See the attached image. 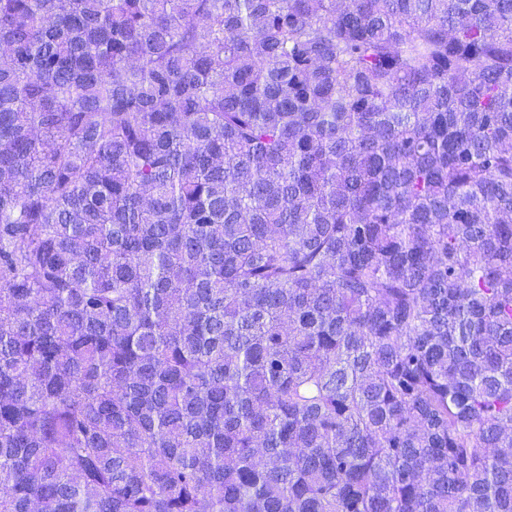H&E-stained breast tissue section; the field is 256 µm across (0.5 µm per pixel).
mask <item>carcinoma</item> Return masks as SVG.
Listing matches in <instances>:
<instances>
[{"label":"carcinoma","instance_id":"cac0c4a2","mask_svg":"<svg viewBox=\"0 0 512 512\" xmlns=\"http://www.w3.org/2000/svg\"><path fill=\"white\" fill-rule=\"evenodd\" d=\"M0 512H512V0H0Z\"/></svg>","mask_w":512,"mask_h":512}]
</instances>
